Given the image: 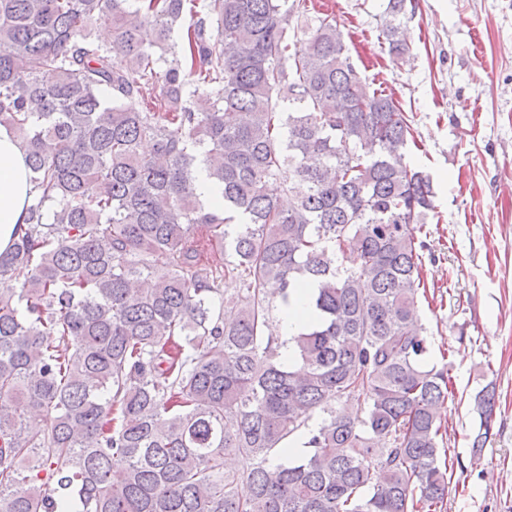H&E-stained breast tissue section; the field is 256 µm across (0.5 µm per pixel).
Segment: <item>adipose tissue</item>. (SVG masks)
Segmentation results:
<instances>
[{"mask_svg":"<svg viewBox=\"0 0 512 512\" xmlns=\"http://www.w3.org/2000/svg\"><path fill=\"white\" fill-rule=\"evenodd\" d=\"M26 155L8 126L0 125V253L7 251L26 224L32 200Z\"/></svg>","mask_w":512,"mask_h":512,"instance_id":"ef3b65f1","label":"adipose tissue"}]
</instances>
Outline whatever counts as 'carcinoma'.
<instances>
[{
    "label": "carcinoma",
    "instance_id": "obj_1",
    "mask_svg": "<svg viewBox=\"0 0 512 512\" xmlns=\"http://www.w3.org/2000/svg\"><path fill=\"white\" fill-rule=\"evenodd\" d=\"M387 15L396 66L406 0ZM2 124L35 196L0 253V512H444L456 392L420 314L434 186L336 17L0 0ZM308 286L285 354L280 311ZM475 402L481 448L495 390Z\"/></svg>",
    "mask_w": 512,
    "mask_h": 512
}]
</instances>
